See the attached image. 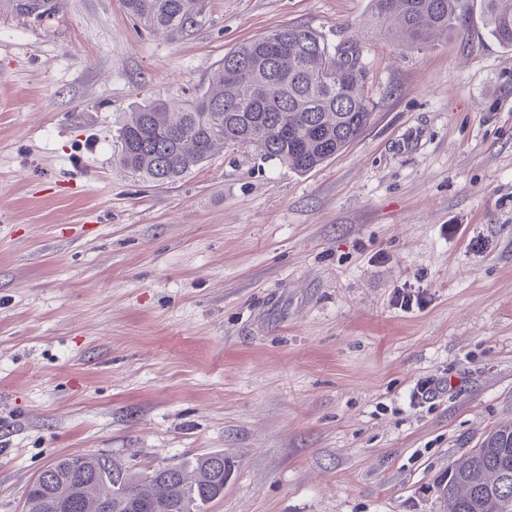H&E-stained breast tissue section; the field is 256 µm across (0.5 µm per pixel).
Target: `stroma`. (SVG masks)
Returning a JSON list of instances; mask_svg holds the SVG:
<instances>
[{"label":"stroma","instance_id":"35a3bbf8","mask_svg":"<svg viewBox=\"0 0 512 512\" xmlns=\"http://www.w3.org/2000/svg\"><path fill=\"white\" fill-rule=\"evenodd\" d=\"M370 10L210 0L170 41L123 0L0 5V512L61 455L218 451L211 512H440L449 465L512 424V52L477 9L420 48ZM288 25L362 50L345 151L301 174L227 149L164 184L121 164L136 105ZM429 378L450 390L412 400ZM9 2L18 13L33 16L37 20L49 16L61 4V0H9Z\"/></svg>","mask_w":512,"mask_h":512}]
</instances>
